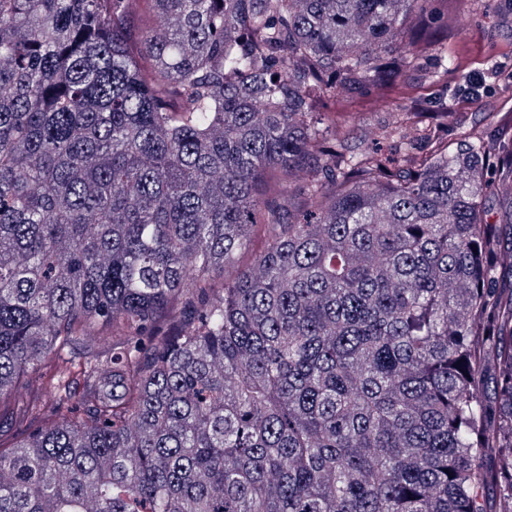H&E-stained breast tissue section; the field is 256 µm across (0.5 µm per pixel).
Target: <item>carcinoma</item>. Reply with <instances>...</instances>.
I'll return each instance as SVG.
<instances>
[{"mask_svg":"<svg viewBox=\"0 0 512 512\" xmlns=\"http://www.w3.org/2000/svg\"><path fill=\"white\" fill-rule=\"evenodd\" d=\"M432 2L0 0V512H512V150L345 161L316 110L432 139ZM319 111L335 116L339 123L354 131L356 140L372 146L379 129L392 122L388 107L376 100L373 91L351 83H338L336 91L319 102ZM345 121V122H344Z\"/></svg>","mask_w":512,"mask_h":512,"instance_id":"obj_1","label":"carcinoma"}]
</instances>
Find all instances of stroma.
<instances>
[{"mask_svg":"<svg viewBox=\"0 0 512 512\" xmlns=\"http://www.w3.org/2000/svg\"><path fill=\"white\" fill-rule=\"evenodd\" d=\"M452 9L456 27L448 35V53L468 62L461 91L430 85L432 72L442 63L433 51L415 62L406 79L417 86L426 111L452 110L451 122L438 132L442 142L453 147L477 136L489 144L496 136L490 113H512V0H453ZM319 109L369 145L392 121L389 108L374 93L351 83L337 84Z\"/></svg>","mask_w":512,"mask_h":512,"instance_id":"obj_1","label":"stroma"}]
</instances>
